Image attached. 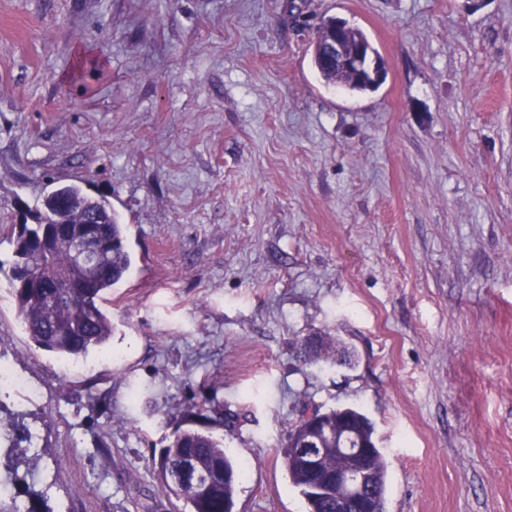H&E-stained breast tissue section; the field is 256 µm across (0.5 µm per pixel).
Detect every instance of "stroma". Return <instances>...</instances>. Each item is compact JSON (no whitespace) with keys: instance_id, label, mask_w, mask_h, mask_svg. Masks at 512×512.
Returning a JSON list of instances; mask_svg holds the SVG:
<instances>
[{"instance_id":"obj_1","label":"stroma","mask_w":512,"mask_h":512,"mask_svg":"<svg viewBox=\"0 0 512 512\" xmlns=\"http://www.w3.org/2000/svg\"><path fill=\"white\" fill-rule=\"evenodd\" d=\"M331 17L378 50L377 91L319 78ZM64 183L111 203L133 263L110 353L70 375L0 273L28 383L0 418L41 457L18 494L173 512L155 465L196 428L249 465L236 512H306L290 428L353 406L386 512H512V0H0V224ZM309 336L352 364H303Z\"/></svg>"}]
</instances>
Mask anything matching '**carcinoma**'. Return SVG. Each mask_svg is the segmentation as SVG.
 Returning a JSON list of instances; mask_svg holds the SVG:
<instances>
[{
    "mask_svg": "<svg viewBox=\"0 0 512 512\" xmlns=\"http://www.w3.org/2000/svg\"><path fill=\"white\" fill-rule=\"evenodd\" d=\"M330 37V21L319 28L314 42L313 64L327 85L341 86L352 93L378 88L371 68L348 71L325 61L320 47ZM98 214L108 219L93 227L81 223L83 217ZM90 230L102 238L94 270L86 269L74 250V239ZM0 232L14 247L7 279L17 316L25 336L37 347L57 354L67 361H77L90 352L105 347L112 338V319L105 303L112 288L129 274L132 266L124 225L104 199H96L76 185L53 189L43 199L34 224H5ZM304 362L323 361L344 364L347 350H336V337L320 336L312 346L297 342ZM316 423L328 431L322 438L325 448L320 469H306L294 453L308 425L297 421L288 433L284 463L292 485L305 497L307 512H336V498L318 491L347 459L336 453V435L349 431L370 449L367 483L373 492L374 512H385L388 469L381 449L377 448L374 425L353 407L317 409ZM185 461L191 463L203 486L195 488L176 480V472ZM246 467L234 462L224 451V440L199 429H181L173 433L162 450L157 479L168 496L182 505L176 512H235L238 483ZM44 497L29 495L23 503L18 497H0V512H45L40 507Z\"/></svg>",
    "mask_w": 512,
    "mask_h": 512,
    "instance_id": "1",
    "label": "carcinoma"
}]
</instances>
